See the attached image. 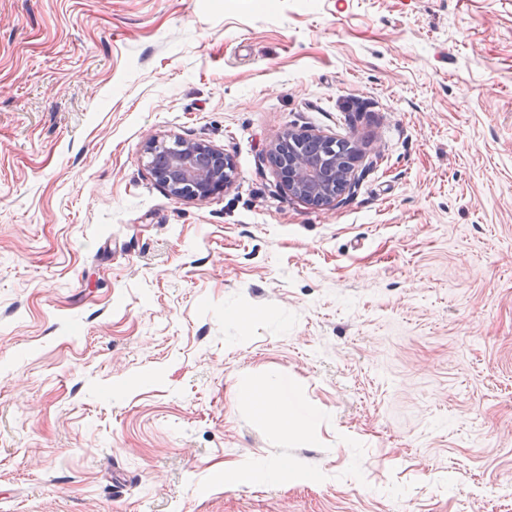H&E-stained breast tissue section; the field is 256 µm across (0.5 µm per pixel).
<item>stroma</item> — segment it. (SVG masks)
Returning <instances> with one entry per match:
<instances>
[{
  "instance_id": "35a3bbf8",
  "label": "stroma",
  "mask_w": 512,
  "mask_h": 512,
  "mask_svg": "<svg viewBox=\"0 0 512 512\" xmlns=\"http://www.w3.org/2000/svg\"><path fill=\"white\" fill-rule=\"evenodd\" d=\"M288 129L350 197L284 191ZM0 512H512V0H0ZM307 137L312 141L323 143L334 141L329 137L305 133L294 129L285 131L279 140L272 144L267 151L268 161L277 169L278 175L281 180V185L288 192V195L299 198L318 206H330L336 204V201L350 193L353 186V173L355 164L358 161L357 153L353 147L348 156L342 157L338 163V155L346 152L347 141H336L335 150L336 157L324 155L322 163L326 166L336 164L335 182H325L320 172V164L318 161L307 153L297 152L292 154L298 149L299 145H287L283 151V158L285 161L282 165L279 164V155L281 147L285 142H291L299 138ZM319 201V204L316 202ZM167 145L172 146L174 152L167 161L165 176L159 178L155 174L153 159L156 148ZM145 155L152 175L177 199L205 202L223 192L232 181L234 170L230 159L202 140L174 139L166 142L149 136ZM188 190L191 194H187ZM241 393L256 403L262 418L276 421L284 434L288 435V431L307 433L313 412L299 403L288 382L282 378L268 380L258 392H253L252 386L244 385Z\"/></svg>"
}]
</instances>
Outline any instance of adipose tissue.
Listing matches in <instances>:
<instances>
[{"label":"adipose tissue","instance_id":"adipose-tissue-1","mask_svg":"<svg viewBox=\"0 0 512 512\" xmlns=\"http://www.w3.org/2000/svg\"><path fill=\"white\" fill-rule=\"evenodd\" d=\"M241 393L252 398L262 418L276 421L282 431L305 432L313 418L312 411L300 404L283 379L267 381L257 391L246 385L242 387Z\"/></svg>","mask_w":512,"mask_h":512}]
</instances>
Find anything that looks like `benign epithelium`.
Wrapping results in <instances>:
<instances>
[{"instance_id": "7a95c632", "label": "benign epithelium", "mask_w": 512, "mask_h": 512, "mask_svg": "<svg viewBox=\"0 0 512 512\" xmlns=\"http://www.w3.org/2000/svg\"><path fill=\"white\" fill-rule=\"evenodd\" d=\"M303 137L318 143L331 141V138L323 135L289 129L270 146L267 159L277 169L281 185L288 195L311 204L333 205L352 190L357 153L353 150L338 161L335 181L328 183L321 175L318 161L307 153H294L287 162L279 163L282 145ZM166 145L173 147V154L167 161L166 174L159 182L171 196L185 201L205 202L231 183L232 162L223 152L203 140L178 139L168 143L153 136L148 137L145 155L149 170H154L156 148Z\"/></svg>"}]
</instances>
